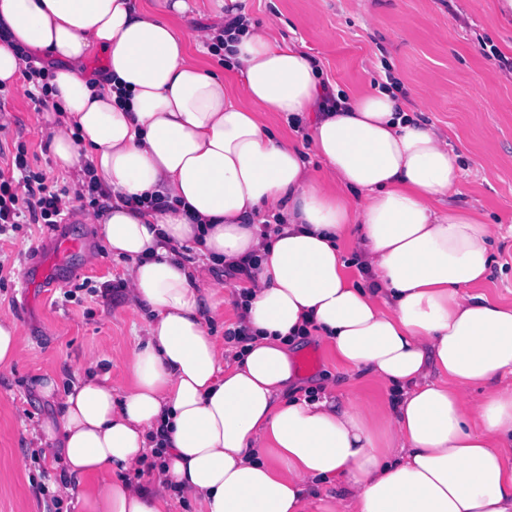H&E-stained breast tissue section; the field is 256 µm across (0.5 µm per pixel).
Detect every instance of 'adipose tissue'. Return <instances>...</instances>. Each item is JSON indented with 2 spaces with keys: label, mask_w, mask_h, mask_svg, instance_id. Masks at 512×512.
<instances>
[{
  "label": "adipose tissue",
  "mask_w": 512,
  "mask_h": 512,
  "mask_svg": "<svg viewBox=\"0 0 512 512\" xmlns=\"http://www.w3.org/2000/svg\"><path fill=\"white\" fill-rule=\"evenodd\" d=\"M240 2L225 4L242 24L220 75L193 56L212 33L175 24L186 0H0V87L19 74L18 48L57 61L58 108L36 121L58 168L89 159L111 193L99 237L147 317L129 386L41 380L53 413L32 434L58 454L57 491L80 512H171L179 491L202 512H310L331 482L333 512H512V307L475 291L495 262L492 228L451 201L457 156L394 89L324 109L317 63ZM266 112L311 118L322 174ZM269 207L284 222L265 235ZM193 253L254 263L234 365L209 329L223 300ZM306 331L385 404L337 403L331 383L298 393L290 345Z\"/></svg>",
  "instance_id": "ef3b65f1"
}]
</instances>
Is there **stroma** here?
Returning <instances> with one entry per match:
<instances>
[{
  "mask_svg": "<svg viewBox=\"0 0 512 512\" xmlns=\"http://www.w3.org/2000/svg\"><path fill=\"white\" fill-rule=\"evenodd\" d=\"M254 22L293 44L319 64L325 82L349 94L369 90L392 74L411 106L448 136L464 170L455 201L473 204L493 233L496 264L478 290L512 306V74L481 50L490 42L512 57V24L496 17L491 0H244ZM30 84L0 89V167L4 153L24 143L39 168L59 184L72 185L77 171L56 168L48 132L35 115L42 106ZM92 208L72 202L67 223L23 224L0 236V313L12 316L22 351L0 366V512H78L74 500L55 503L56 453L31 435L50 414L36 391L45 374L70 381L74 373L127 380L125 361L145 312L127 297L122 259L103 252ZM82 241L65 265L55 263L56 240ZM314 355L299 369L303 387L336 381L337 399L358 396L380 404L373 381L337 382L336 359L318 336L305 337L296 358Z\"/></svg>",
  "mask_w": 512,
  "mask_h": 512,
  "instance_id": "obj_1",
  "label": "stroma"
}]
</instances>
